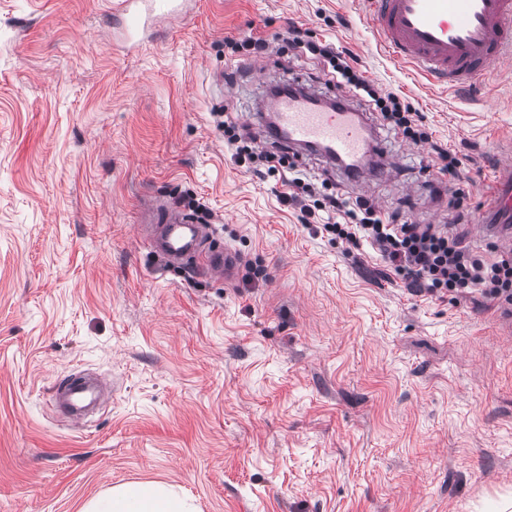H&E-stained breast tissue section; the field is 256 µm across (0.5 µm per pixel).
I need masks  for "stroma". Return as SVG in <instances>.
<instances>
[{"label": "stroma", "mask_w": 512, "mask_h": 512, "mask_svg": "<svg viewBox=\"0 0 512 512\" xmlns=\"http://www.w3.org/2000/svg\"><path fill=\"white\" fill-rule=\"evenodd\" d=\"M110 7L0 0V512H81L144 481L195 512H484L512 496V305L383 278L371 248L314 234L281 185L245 173L215 118L259 129L274 83L335 98L290 29L349 50L457 153V176L373 115L383 165L361 185L317 154L295 164L492 259L476 227L512 157V66L448 91L383 54L365 0H182L133 27ZM249 36L263 57L226 46ZM191 201L242 257L231 286L142 235L152 206ZM74 368L112 388L77 425L49 403Z\"/></svg>", "instance_id": "1"}]
</instances>
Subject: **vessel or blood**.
I'll return each mask as SVG.
<instances>
[{"label":"vessel or blood","mask_w":512,"mask_h":512,"mask_svg":"<svg viewBox=\"0 0 512 512\" xmlns=\"http://www.w3.org/2000/svg\"><path fill=\"white\" fill-rule=\"evenodd\" d=\"M368 20L389 55L411 64L433 82L463 88L492 68L512 64V0H369ZM268 139L288 149L314 146L360 181L373 134L363 113L324 107L307 94L280 93L269 98ZM478 227L495 235L497 223L512 222V161L502 160ZM209 226L192 215L168 209L149 245L185 272L232 282L241 256L232 248H210ZM53 399L64 418L77 423L82 410L105 402L106 394L70 372L56 380Z\"/></svg>","instance_id":"vessel-or-blood-1"}]
</instances>
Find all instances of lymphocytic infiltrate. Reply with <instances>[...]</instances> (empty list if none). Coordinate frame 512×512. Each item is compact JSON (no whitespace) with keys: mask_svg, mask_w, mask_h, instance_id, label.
<instances>
[{"mask_svg":"<svg viewBox=\"0 0 512 512\" xmlns=\"http://www.w3.org/2000/svg\"><path fill=\"white\" fill-rule=\"evenodd\" d=\"M302 48L322 59L323 73L329 82L358 98L365 111L378 113L406 141L414 144L428 141L429 135L413 106L368 80L355 66L349 52L309 41ZM224 142L232 147L236 162L253 176L261 180L280 176L284 187L279 195L281 202L305 196L312 200L305 208L307 215L318 211L332 215V222L315 225L314 233L331 236L355 250L370 245L384 269L408 287L429 296L444 292L464 295L479 288L489 299L512 302L511 251L490 262L474 251L464 237L448 235L429 224L408 223L398 215L382 212L366 197L316 194L304 174L286 171L284 156L258 150L252 138L233 121L224 123Z\"/></svg>","mask_w":512,"mask_h":512,"instance_id":"obj_1","label":"lymphocytic infiltrate"}]
</instances>
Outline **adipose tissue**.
Here are the masks:
<instances>
[{
    "label": "adipose tissue",
    "instance_id": "obj_1",
    "mask_svg": "<svg viewBox=\"0 0 512 512\" xmlns=\"http://www.w3.org/2000/svg\"><path fill=\"white\" fill-rule=\"evenodd\" d=\"M85 512H193L187 500L156 483L122 484L93 499Z\"/></svg>",
    "mask_w": 512,
    "mask_h": 512
}]
</instances>
